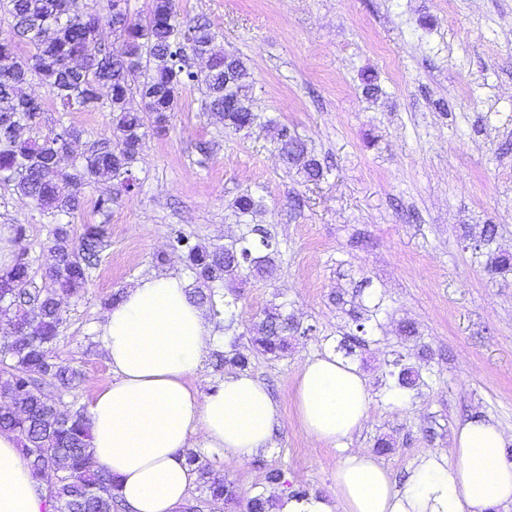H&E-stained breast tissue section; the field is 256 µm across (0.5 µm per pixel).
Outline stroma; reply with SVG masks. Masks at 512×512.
<instances>
[{"instance_id": "1", "label": "stroma", "mask_w": 512, "mask_h": 512, "mask_svg": "<svg viewBox=\"0 0 512 512\" xmlns=\"http://www.w3.org/2000/svg\"><path fill=\"white\" fill-rule=\"evenodd\" d=\"M181 19H207L225 52L253 75L251 128H224L198 87L180 88L164 133L148 132L136 182L108 214L81 190V206L57 221L73 236L107 224L108 237L87 288L63 303L56 361L84 374L60 391L63 404L88 406L112 381L99 327L105 301L159 273L189 276L168 254L170 229L203 246L240 233L236 197L262 196L254 218L279 243L272 273L238 283L232 312L250 359L248 373L280 410L262 466L201 449L242 496L288 489L329 495L345 450L375 453L397 486L420 455L449 454L470 419L497 423L512 461V267L491 270L488 256H512V0H175ZM374 76L377 94L366 92ZM43 114L35 133L84 129L73 154L109 137L108 107L59 112L49 89L23 86ZM277 119L323 165L309 181L287 167L266 129ZM0 183V225L26 227L33 287L44 286V243L56 221ZM493 224L492 244L479 242ZM283 305L297 327L287 357L256 352L247 329ZM377 308L357 333L358 313ZM412 325V334L401 325ZM349 356L369 393L368 417L343 447H312L297 417L296 385L309 359ZM418 370L415 387L394 398L400 367ZM389 448L379 451L380 441ZM281 471L282 485L265 480Z\"/></svg>"}]
</instances>
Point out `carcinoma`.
Returning <instances> with one entry per match:
<instances>
[{
	"label": "carcinoma",
	"mask_w": 512,
	"mask_h": 512,
	"mask_svg": "<svg viewBox=\"0 0 512 512\" xmlns=\"http://www.w3.org/2000/svg\"><path fill=\"white\" fill-rule=\"evenodd\" d=\"M117 0H96L93 6L79 0H0L9 30L0 34V181L12 184L19 196L55 217L73 213L79 193L90 182L112 181L119 188L100 193L97 212L105 214L118 203L121 191L131 188L134 163L147 127H166L180 87L197 84L210 100V109L224 126L234 130L255 121L249 102L254 81L238 57L217 47L218 33L207 21L182 25L174 0H153L142 20L129 12L117 16ZM114 28L122 42L119 55L99 40L102 24ZM31 47L18 53L17 42ZM204 58L201 74L186 67L188 56ZM36 79L53 94L60 112L92 111L102 101L112 112V133L119 148L107 139L100 147L74 160L71 170L58 163L69 143L84 130L73 125L44 137L23 139L20 130L38 125L43 109L34 98L19 94L21 85ZM141 104H134V96ZM273 138L288 165L310 181L323 175L321 163L306 145L271 119ZM263 200L251 194L236 198L234 207L243 218L259 211ZM104 224H85L78 239L69 225L57 223L50 230L48 251L52 263L46 284L32 288L29 263L21 255L0 272V305L14 310L21 334L13 324L0 337V431L16 435L18 448L33 474L46 480L45 512L56 505L68 512H123L114 480L95 462L90 451V424L85 408H66L45 391L54 386L69 389L80 383L82 373L55 362L52 345L63 322L62 300L88 285L105 245ZM168 250L181 253L200 286L193 296L217 311L216 297L224 285L261 276L274 265L278 243L259 224H247L228 245L204 247L173 228ZM292 318L279 305L264 312L254 325L251 342L257 352L272 359L288 353ZM216 369L244 370L249 358L236 344L214 356ZM195 467L204 495L191 497L181 512H224L241 499L238 487L201 460L198 451H183ZM272 501L262 492L246 499V512H270Z\"/></svg>",
	"instance_id": "1"
}]
</instances>
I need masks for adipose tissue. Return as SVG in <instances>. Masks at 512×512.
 I'll use <instances>...</instances> for the list:
<instances>
[{
    "instance_id": "ef3b65f1",
    "label": "adipose tissue",
    "mask_w": 512,
    "mask_h": 512,
    "mask_svg": "<svg viewBox=\"0 0 512 512\" xmlns=\"http://www.w3.org/2000/svg\"><path fill=\"white\" fill-rule=\"evenodd\" d=\"M100 334L113 380L87 408L90 450L129 512H180L197 480L183 456L193 435L240 461L269 448L279 410L258 381L230 373L204 395L190 383L219 338L185 278L139 280ZM296 399L299 422L319 445H338L367 418L362 375L331 354L301 366ZM503 442L498 425L466 422L451 456L423 454L402 489L372 453L355 449L337 466L331 497L287 496L281 512H492L512 502ZM44 488L15 435L0 432V512H42Z\"/></svg>"
}]
</instances>
